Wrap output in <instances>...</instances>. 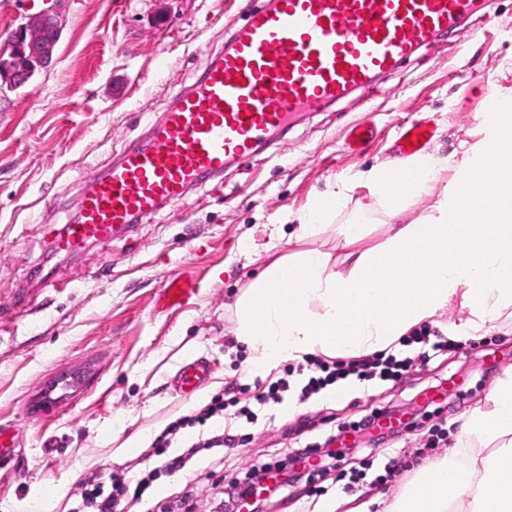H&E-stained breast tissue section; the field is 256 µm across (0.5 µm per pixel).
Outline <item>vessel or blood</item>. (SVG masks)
<instances>
[{
  "label": "vessel or blood",
  "mask_w": 512,
  "mask_h": 512,
  "mask_svg": "<svg viewBox=\"0 0 512 512\" xmlns=\"http://www.w3.org/2000/svg\"><path fill=\"white\" fill-rule=\"evenodd\" d=\"M488 0H265L194 87L175 94L150 137L107 171L88 175L77 219L54 236L55 253L72 256L104 244L151 215L159 203L276 140L302 112H314L355 90H371L378 76L418 47L459 23L481 20ZM398 139L410 156L423 152L431 129L402 125ZM199 283L165 280L158 300L174 310L188 304ZM208 364L179 371L189 395L209 378ZM20 425L0 422V462L18 464Z\"/></svg>",
  "instance_id": "obj_1"
}]
</instances>
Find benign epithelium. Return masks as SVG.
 <instances>
[{
  "label": "benign epithelium",
  "instance_id": "7a95c632",
  "mask_svg": "<svg viewBox=\"0 0 512 512\" xmlns=\"http://www.w3.org/2000/svg\"><path fill=\"white\" fill-rule=\"evenodd\" d=\"M65 25L55 7L26 16L11 35L10 54L0 58V87L16 90L31 85L51 63Z\"/></svg>",
  "mask_w": 512,
  "mask_h": 512
}]
</instances>
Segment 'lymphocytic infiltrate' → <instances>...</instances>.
<instances>
[{
    "label": "lymphocytic infiltrate",
    "mask_w": 512,
    "mask_h": 512,
    "mask_svg": "<svg viewBox=\"0 0 512 512\" xmlns=\"http://www.w3.org/2000/svg\"><path fill=\"white\" fill-rule=\"evenodd\" d=\"M400 346H418L417 357L401 354L379 353L377 355L348 361H339L322 356L311 360V374L301 387L298 398L306 400L337 381L353 376L361 381L378 379L391 381L403 372L409 371L416 360H431L447 354L452 344L447 337L441 336L430 328L416 330L400 338ZM221 418L227 421L246 420L254 422L257 415L249 407L240 405L237 397L225 396L214 398L203 407L192 413L179 416L169 422L164 430L153 440L151 449L153 455L163 457L161 466L146 470L136 485H129L125 478L118 474H104L102 470L89 473L82 482L81 503L72 512H120L121 505L138 503L144 492L150 489L161 475H174L194 466L204 452L215 448L233 447L235 435L229 430L213 433L208 437L188 438L189 429L205 424L207 421ZM335 436H328L327 447L316 451L311 446L296 450L287 462L278 467L269 465L253 466L248 486L233 487L228 494L224 506L229 512H239L245 506L248 498L259 490L261 479L268 478L274 483L275 491H283L303 477L305 470L323 468L325 459L336 458L334 448Z\"/></svg>",
    "instance_id": "obj_1"
}]
</instances>
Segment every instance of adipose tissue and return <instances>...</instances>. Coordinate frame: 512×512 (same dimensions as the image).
<instances>
[{"label":"adipose tissue","instance_id":"adipose-tissue-1","mask_svg":"<svg viewBox=\"0 0 512 512\" xmlns=\"http://www.w3.org/2000/svg\"><path fill=\"white\" fill-rule=\"evenodd\" d=\"M507 145L512 118L496 116L479 140L461 142L449 157L420 155L363 174L388 223H332L346 204L340 185L300 216L289 250L279 248L281 231L273 229L262 271L232 308L235 341L251 353L250 376L317 355L367 356L424 324L455 340L489 334L512 310V173L481 196L467 183L476 161L495 169ZM448 167L454 178L440 181ZM422 196L427 206L408 218ZM375 231L380 241L365 245ZM321 235L330 249L313 247ZM455 301L466 315L452 320L446 313ZM335 512H512V369L464 416L447 454L424 459L392 501L377 494L352 505L341 498Z\"/></svg>","mask_w":512,"mask_h":512}]
</instances>
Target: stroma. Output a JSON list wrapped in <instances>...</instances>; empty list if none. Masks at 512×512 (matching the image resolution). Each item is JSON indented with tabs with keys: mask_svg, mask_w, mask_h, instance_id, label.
Returning a JSON list of instances; mask_svg holds the SVG:
<instances>
[{
	"mask_svg": "<svg viewBox=\"0 0 512 512\" xmlns=\"http://www.w3.org/2000/svg\"><path fill=\"white\" fill-rule=\"evenodd\" d=\"M263 0H61L66 26L53 64L31 87L0 90V420L25 430L24 466L0 484V505L24 500L35 483L52 487L68 512L79 502L80 482L96 467L138 479L144 467L112 462V425L125 434L152 432L189 414L192 398L180 395L176 376L191 361L212 363L209 396L249 383L250 354L231 343V307L240 288L263 268L273 225L291 233L297 216L340 182H353L336 223L376 224L362 211L368 190L359 176L400 159L398 127L430 123L431 154L450 156L490 117L486 99L512 102V0H490L480 27L462 26L381 76L375 93L355 92L289 126L280 145L227 163L181 199L163 203L149 219L92 245L78 257L54 254L49 240L74 216L87 173L107 170L160 122L174 93L191 88ZM374 125L373 142L357 152L344 144L347 128ZM201 281L192 304L166 313L153 300L169 276ZM51 279L72 288L48 292ZM37 294L29 313L9 307L23 292ZM197 344L186 353L187 344ZM512 368V316L478 341H458L447 355L417 365L397 381L351 380L347 389L323 390L261 413L239 427L237 447L214 449L223 465L205 469L195 512L228 485H242L253 465L284 461L293 436L322 444L328 428L347 427L382 407L417 410L415 425L393 440L350 451L289 493L267 499V512H311L342 494L355 497L376 486L394 496L421 457L445 453L460 436L463 413L480 403L492 381ZM62 373L83 375L68 403L46 413L39 392ZM58 447L43 445L45 434ZM399 470L395 483L375 484L385 463Z\"/></svg>",
	"mask_w": 512,
	"mask_h": 512,
	"instance_id": "stroma-1",
	"label": "stroma"
}]
</instances>
